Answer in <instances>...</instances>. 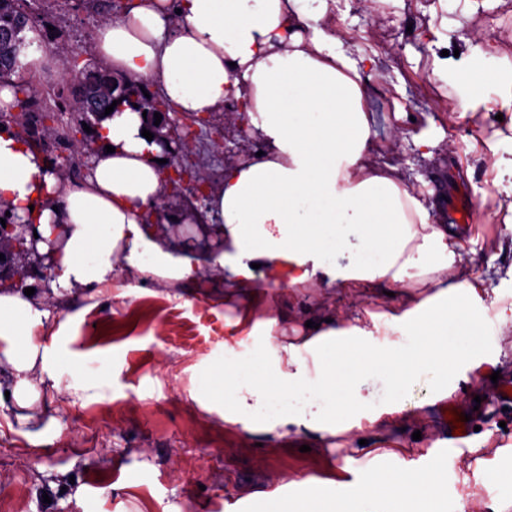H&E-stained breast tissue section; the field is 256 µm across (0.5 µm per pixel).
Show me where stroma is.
<instances>
[{"label": "stroma", "mask_w": 512, "mask_h": 512, "mask_svg": "<svg viewBox=\"0 0 512 512\" xmlns=\"http://www.w3.org/2000/svg\"><path fill=\"white\" fill-rule=\"evenodd\" d=\"M431 2L350 0L349 11L336 16V34L378 56L380 75L367 108L382 157L398 165L422 199L446 210L456 194L472 200L475 270L511 303L512 285L492 273L512 266V251L499 248L512 240L500 207L512 178L497 177L492 166L499 157L512 160V142H492L501 127L495 111L459 115L445 89L428 82L427 36L441 24ZM128 4L42 0L38 13L52 30L41 53L97 66L94 32ZM450 17L456 26L446 50L486 37L501 63L512 64V0H482L476 10L456 8ZM422 132L438 141L426 157L414 140ZM238 153V144L220 147L207 128L192 140L188 160L217 179ZM284 298L282 289L264 288L259 304L246 308L225 288L223 268L212 265L190 288L122 267L108 288L60 295L36 289L34 303L52 314L39 340L70 368L60 386L43 385L23 416L0 411V500H11L15 512H266L276 494L293 503L311 490L334 504L368 471L436 465L448 472V494H462L472 512H487L476 469L512 477V406L497 400L490 379L495 371L512 377V328L500 338L498 366L477 370L451 400L458 414L471 417L464 439L449 440L435 402L419 419L375 431L363 452L346 435L323 441L301 435L279 444L225 422L223 403H200L197 394L223 375L225 341L237 340L245 355L264 338L263 320L276 319L277 331L290 333L348 306L321 288L300 289L291 311ZM246 314L259 323L252 338L235 326ZM73 381L92 388L74 394Z\"/></svg>", "instance_id": "stroma-1"}]
</instances>
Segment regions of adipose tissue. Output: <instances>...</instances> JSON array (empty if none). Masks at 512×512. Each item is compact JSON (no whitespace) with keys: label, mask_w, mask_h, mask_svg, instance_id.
I'll return each mask as SVG.
<instances>
[{"label":"adipose tissue","mask_w":512,"mask_h":512,"mask_svg":"<svg viewBox=\"0 0 512 512\" xmlns=\"http://www.w3.org/2000/svg\"><path fill=\"white\" fill-rule=\"evenodd\" d=\"M338 0H134L102 23L94 49L109 70L159 82L176 111L206 116L234 97L262 156L228 165L205 202L224 249L213 264L237 288L257 279L289 289L314 283L342 292L424 293L370 320L356 314L308 328L298 341L255 347L225 365L224 419L279 440L302 434L364 439L408 418L425 398L453 397L482 365L498 362L512 305L487 306V279L472 274L461 235L437 223L395 166L369 157L376 133L366 108L375 56L336 37ZM433 76L463 110L489 102L512 111V68L480 39L451 59L433 54ZM81 181L52 172L9 132L0 133V204L36 224L48 250L65 238L53 287L101 288L118 267L197 280L202 259L176 253L143 224L164 194L158 144L142 135L138 110L121 103L98 132ZM51 318L23 291L0 292V358L10 395L32 406L63 368L34 338ZM438 469L372 472L337 512H418L446 494Z\"/></svg>","instance_id":"1"}]
</instances>
